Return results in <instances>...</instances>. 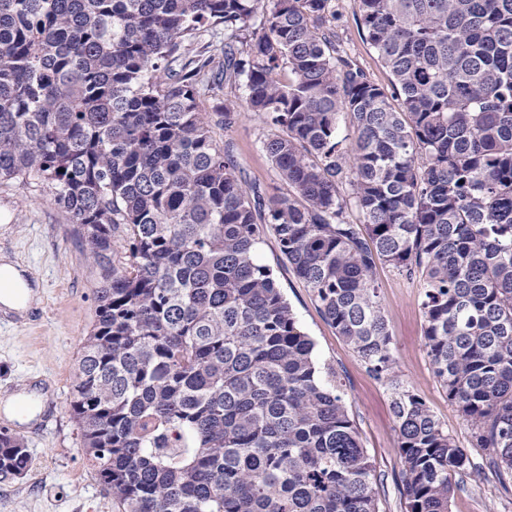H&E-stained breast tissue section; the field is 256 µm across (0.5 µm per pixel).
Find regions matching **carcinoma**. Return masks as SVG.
<instances>
[{
	"instance_id": "1",
	"label": "carcinoma",
	"mask_w": 512,
	"mask_h": 512,
	"mask_svg": "<svg viewBox=\"0 0 512 512\" xmlns=\"http://www.w3.org/2000/svg\"><path fill=\"white\" fill-rule=\"evenodd\" d=\"M357 2L386 86L325 30L330 0H0V184L48 187L93 260L70 406L113 512H378L339 384L257 260L269 235L379 379L376 269L422 280L435 377L512 477V0ZM241 112L276 128L288 193L214 136ZM391 406L406 512H450L477 466L421 396ZM32 465L0 428V481ZM245 87L242 82L235 86H224L221 89L206 90L199 98V105L202 112H215L216 109L224 105L226 99H243L245 96Z\"/></svg>"
}]
</instances>
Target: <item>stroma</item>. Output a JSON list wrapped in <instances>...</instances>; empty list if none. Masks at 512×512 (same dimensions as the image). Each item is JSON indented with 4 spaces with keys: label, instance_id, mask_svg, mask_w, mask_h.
Masks as SVG:
<instances>
[{
    "label": "stroma",
    "instance_id": "stroma-1",
    "mask_svg": "<svg viewBox=\"0 0 512 512\" xmlns=\"http://www.w3.org/2000/svg\"><path fill=\"white\" fill-rule=\"evenodd\" d=\"M336 32L348 55L377 83L389 73L364 40L357 0H332ZM273 131L262 116L241 113L227 127H215L218 140L232 143L242 176L266 195L285 193L277 170L262 148ZM8 255L37 285L41 302L16 322L0 320V400L43 393L45 410L30 423L0 414V427L19 436L33 467L20 479L0 482V512H112V498L87 464L79 446V429L70 407L82 346L95 324L93 268L64 214L51 205L36 181L0 187V255ZM274 239H266L260 263L272 268L301 326L316 344L319 365L332 367L341 384L348 413L370 456L379 481V512H406L399 492L401 462L397 427L391 409L392 385L423 397L436 419L447 427L474 461L485 449L471 445L470 431L438 383L423 346L422 282L382 265L377 271L379 298L392 336V379L371 376L353 349L324 320L307 288L279 264ZM451 512H512V485L483 470L465 477Z\"/></svg>",
    "mask_w": 512,
    "mask_h": 512
}]
</instances>
